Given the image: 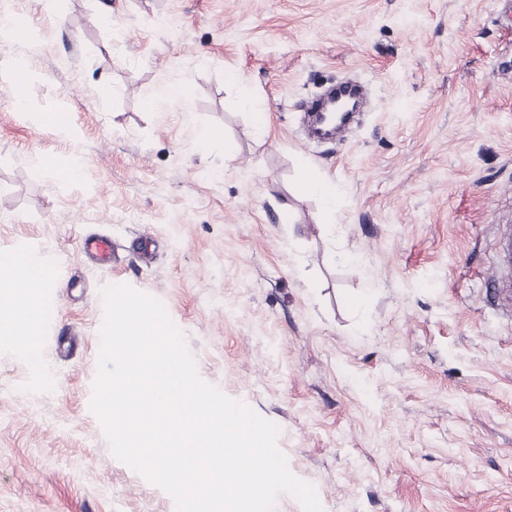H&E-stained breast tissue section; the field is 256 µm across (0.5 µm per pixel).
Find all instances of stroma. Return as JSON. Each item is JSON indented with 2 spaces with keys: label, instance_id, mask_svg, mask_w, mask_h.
Returning <instances> with one entry per match:
<instances>
[{
  "label": "stroma",
  "instance_id": "1",
  "mask_svg": "<svg viewBox=\"0 0 512 512\" xmlns=\"http://www.w3.org/2000/svg\"><path fill=\"white\" fill-rule=\"evenodd\" d=\"M1 15L28 40L0 43V251L49 278L45 377L0 346V512H175L89 409L116 284L161 300L200 377L279 427L324 512H512V319L488 303L512 225L504 0H0ZM346 79L368 91L360 122L308 142L304 107ZM53 112L69 132L39 123ZM209 128L224 140L205 148ZM304 165L335 223L297 192ZM88 235L112 239L111 266L81 255ZM299 191L305 195H318L323 200L321 221L323 224H331L336 221V198L327 186L304 172L298 183Z\"/></svg>",
  "mask_w": 512,
  "mask_h": 512
}]
</instances>
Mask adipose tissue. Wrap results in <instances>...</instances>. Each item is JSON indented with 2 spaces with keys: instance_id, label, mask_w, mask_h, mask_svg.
I'll use <instances>...</instances> for the list:
<instances>
[{
  "instance_id": "1",
  "label": "adipose tissue",
  "mask_w": 512,
  "mask_h": 512,
  "mask_svg": "<svg viewBox=\"0 0 512 512\" xmlns=\"http://www.w3.org/2000/svg\"><path fill=\"white\" fill-rule=\"evenodd\" d=\"M47 266L22 251L0 253V342L21 355L33 351L41 332Z\"/></svg>"
}]
</instances>
